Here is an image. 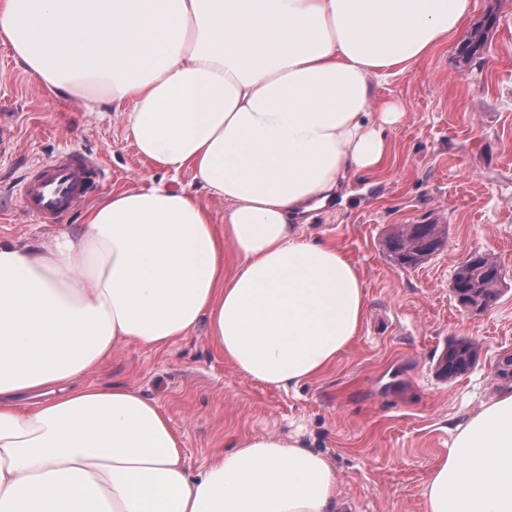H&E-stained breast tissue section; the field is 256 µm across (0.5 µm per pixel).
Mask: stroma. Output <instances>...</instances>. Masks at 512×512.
<instances>
[{
	"label": "stroma",
	"mask_w": 512,
	"mask_h": 512,
	"mask_svg": "<svg viewBox=\"0 0 512 512\" xmlns=\"http://www.w3.org/2000/svg\"><path fill=\"white\" fill-rule=\"evenodd\" d=\"M491 22L482 55L460 46ZM401 113L384 126L390 160L378 177L347 180L345 197L302 225L335 243L363 277L367 309L352 347L318 378L283 390L238 372L206 336L157 350L120 347L89 377L126 383L155 398L184 442L190 468L242 436L300 435L327 455L344 512H425L423 486L452 442L449 427L505 387L497 363L512 353V0H474L466 22L416 71L375 89ZM15 131L0 160V235L36 239L56 232L14 199L33 167L76 150L100 159L104 197L150 175L111 110L86 111L33 85L0 42V123ZM402 224H444V248L413 269L388 257L385 240ZM492 254L503 291L480 314L451 290L473 251ZM455 338L477 341L475 367L454 382L438 377L437 357Z\"/></svg>",
	"instance_id": "1"
}]
</instances>
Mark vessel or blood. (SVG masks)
Masks as SVG:
<instances>
[{
	"label": "vessel or blood",
	"mask_w": 512,
	"mask_h": 512,
	"mask_svg": "<svg viewBox=\"0 0 512 512\" xmlns=\"http://www.w3.org/2000/svg\"><path fill=\"white\" fill-rule=\"evenodd\" d=\"M105 178L96 158L78 151L62 152L28 174L18 200L26 212L42 222L59 224L102 186Z\"/></svg>",
	"instance_id": "1"
}]
</instances>
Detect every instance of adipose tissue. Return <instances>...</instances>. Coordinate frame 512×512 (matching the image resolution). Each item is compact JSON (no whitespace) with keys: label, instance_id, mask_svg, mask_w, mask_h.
Masks as SVG:
<instances>
[{"label":"adipose tissue","instance_id":"1","mask_svg":"<svg viewBox=\"0 0 512 512\" xmlns=\"http://www.w3.org/2000/svg\"><path fill=\"white\" fill-rule=\"evenodd\" d=\"M472 5L0 0V40L29 80L116 112L165 174L72 229L0 237V512H339L331 460L301 439L244 436L192 472L156 399L87 377L122 344L202 328L265 386L335 365L365 282L299 226L381 166L395 108L376 85L415 70ZM185 169L194 186L172 187ZM423 496L425 512H512L511 389L456 424Z\"/></svg>","mask_w":512,"mask_h":512}]
</instances>
